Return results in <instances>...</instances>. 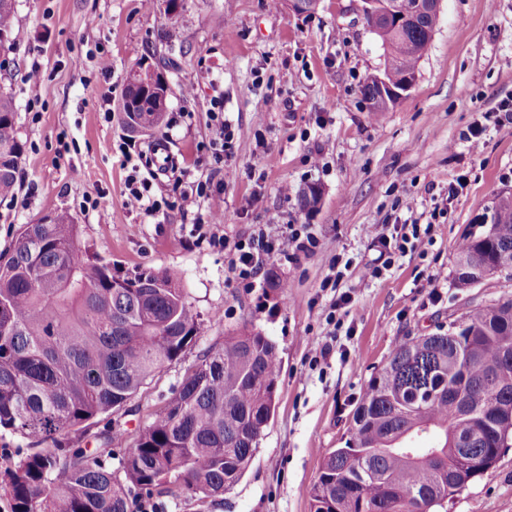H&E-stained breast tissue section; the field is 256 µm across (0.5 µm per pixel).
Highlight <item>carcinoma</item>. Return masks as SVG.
Masks as SVG:
<instances>
[{
  "label": "carcinoma",
  "instance_id": "obj_1",
  "mask_svg": "<svg viewBox=\"0 0 512 512\" xmlns=\"http://www.w3.org/2000/svg\"><path fill=\"white\" fill-rule=\"evenodd\" d=\"M16 0H0V33L14 36ZM400 22L374 26L398 84L428 54L438 17L424 0H393ZM137 123L160 126L167 109L149 83L127 80ZM23 144L14 96L0 89V201L17 188ZM512 267V194L492 202L486 229L465 237L454 280L470 288ZM205 320L167 272L124 276L89 254L66 211L23 224L0 253V430L34 441L0 472L11 512H134L114 478L148 496L177 484L204 497L229 490L250 466L275 408L281 357L263 332L244 327L209 349L120 455L106 428L94 449L70 432L134 399L179 359ZM512 296L477 307L448 328L390 354L353 413L350 438L332 450L309 490L311 512H435L495 465L512 429L477 416L512 413Z\"/></svg>",
  "mask_w": 512,
  "mask_h": 512
}]
</instances>
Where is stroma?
<instances>
[{
	"label": "stroma",
	"instance_id": "obj_1",
	"mask_svg": "<svg viewBox=\"0 0 512 512\" xmlns=\"http://www.w3.org/2000/svg\"><path fill=\"white\" fill-rule=\"evenodd\" d=\"M16 0L14 42L0 53V87L11 91L24 150L19 188L0 202V253L24 224L57 210L79 224L90 252L113 272L175 275L208 324L197 343L167 365L106 422L74 428V444L98 447L111 426L126 444L152 422L174 387L220 348L227 331L261 330L279 347L276 409L241 479L216 498L179 487L152 496L157 512H310L309 489L327 453L344 445L370 378L391 352L435 332L468 310L512 295V280L491 276L456 287L454 257L479 231L494 197L512 193V135L488 117L512 98V0H442L431 49L412 89L389 111L372 116L363 84L383 73L386 53L353 0H321L298 14L288 0ZM161 65L171 87L170 131H130L118 110L127 77L139 65ZM38 84L25 83L31 67ZM224 95V117L238 131L234 177L211 164L208 103ZM484 125L485 147L472 154L466 136ZM161 142L174 157L151 188L175 200L178 176L209 183L224 197L216 236L235 240L256 227L284 231L312 225L309 256L270 261L286 291L238 286L228 255L198 237L178 211L145 215L125 188L122 147L143 163ZM319 164H311V156ZM464 187L447 199L450 183ZM319 202L303 206L308 186ZM104 193L106 213L90 197ZM265 198L252 210L253 194ZM446 205L443 214L434 209ZM431 223L425 253L396 259L380 279L362 269L376 253L374 228ZM352 258L344 279L353 297L334 327L330 292L320 283L336 255ZM331 345L314 358L317 345ZM446 512H512V447L452 500Z\"/></svg>",
	"mask_w": 512,
	"mask_h": 512
}]
</instances>
